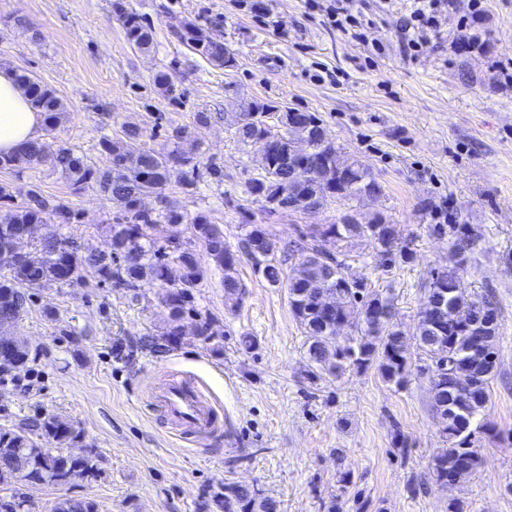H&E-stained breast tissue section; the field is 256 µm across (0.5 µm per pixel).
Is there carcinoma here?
I'll list each match as a JSON object with an SVG mask.
<instances>
[{
  "instance_id": "cac0c4a2",
  "label": "carcinoma",
  "mask_w": 512,
  "mask_h": 512,
  "mask_svg": "<svg viewBox=\"0 0 512 512\" xmlns=\"http://www.w3.org/2000/svg\"><path fill=\"white\" fill-rule=\"evenodd\" d=\"M129 44L143 52L154 46L151 28L145 26L136 12L116 6ZM178 38L196 54L217 67L232 68L236 60L224 54V44L210 38L192 21L184 24ZM18 85L29 95L35 111L41 113L46 131L52 132L67 111L64 102L34 75L15 73ZM274 104L249 102L234 119L237 142L245 146L256 140L268 142V152L254 160L253 174L246 191L262 203L268 212L283 206L297 209L325 208L337 200L359 199L365 193L382 192L381 185L369 168L336 145L323 120L313 112H298V123L288 127V113L276 121L267 120L266 111ZM141 129L130 126L117 141L103 139L102 150L109 164L98 167L72 148H62L53 157V167L60 171L74 190L96 186L120 207V215L111 225V250L88 254L81 261L74 258L76 239L65 232L74 214L63 204H53L33 186L13 191L0 186V250L13 251L18 260L0 275V320L23 319L28 313L29 289L45 283L69 284L89 274L99 283H108L136 301L142 283L158 281L165 285L162 301L169 311V323L159 335H145L138 340L115 344V358L125 364L143 355L163 357L182 343V323L195 321V336L213 344V351L223 346L214 344L220 335V319L201 309L197 294L205 279L197 247L205 249L214 266L224 272V297L228 310L237 308L244 294L238 278L237 254L224 244V228L210 217L199 213L185 222V216L169 202L164 191L172 182L183 188L195 185L199 174L188 176L184 167L191 158L173 149L157 152L140 143ZM306 144L312 157L295 150V144ZM44 159V144L31 142L17 152L0 156V169L17 170ZM340 165L339 187L329 185L323 168ZM304 168L307 176L298 180L294 172ZM155 194L164 203L154 213L142 208L143 197ZM164 220L174 227L166 244H157L150 236L152 226ZM54 224L56 228L38 243H32L30 228L36 224ZM257 237L270 246L255 259L256 273L272 288L288 282L290 307L307 336V356L311 363L341 374L348 368L366 370L373 366L383 381L404 386L412 366L404 332L393 321V300L368 287L365 278L352 273L337 255L327 251V241L347 243L369 239L383 252L392 255V263L410 264L414 253L407 245H398L400 229L378 213L367 222L354 220L347 211L334 224H314L305 238L288 248V258L304 260L301 278L285 274L283 261L276 260L277 242L266 224H249L244 248ZM475 237L463 235L453 244V264L439 272L441 290L431 293L424 288L427 307L418 318L416 342L428 363L418 371L428 377L430 405L440 419L446 443L434 456L429 476L435 482L454 487L472 476L480 465L473 446L475 429L483 428L480 416L490 402V382L497 368L498 312L490 294L471 295L463 281L467 254L474 250ZM36 247L41 260H26L27 249ZM338 292L337 308L326 309L319 295L323 290ZM373 315L365 319L361 309ZM356 327L358 338L352 344L338 343L336 322ZM28 343L13 350L0 351V379L32 370ZM51 438L59 443L81 439L80 432L54 415L27 417L10 428H0V483H17L27 478L26 486L52 483L61 488L71 486V478L101 476L100 456L87 447L80 456L65 455L43 448L39 441ZM26 493L13 489L11 495L0 496V512H20V500ZM204 512H277V504L261 496L258 489L236 482H226L210 489L202 503ZM53 512H97V504L88 498L63 496Z\"/></svg>"
}]
</instances>
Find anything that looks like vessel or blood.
I'll return each mask as SVG.
<instances>
[{
	"label": "vessel or blood",
	"instance_id": "obj_1",
	"mask_svg": "<svg viewBox=\"0 0 512 512\" xmlns=\"http://www.w3.org/2000/svg\"><path fill=\"white\" fill-rule=\"evenodd\" d=\"M154 405L181 438L209 434L218 427L212 405L201 396L189 378L168 379L156 392Z\"/></svg>",
	"mask_w": 512,
	"mask_h": 512
}]
</instances>
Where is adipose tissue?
<instances>
[{
  "label": "adipose tissue",
  "instance_id": "ef3b65f1",
  "mask_svg": "<svg viewBox=\"0 0 512 512\" xmlns=\"http://www.w3.org/2000/svg\"><path fill=\"white\" fill-rule=\"evenodd\" d=\"M42 138V116L32 108L11 70L0 69V154H13L24 143Z\"/></svg>",
  "mask_w": 512,
  "mask_h": 512
}]
</instances>
